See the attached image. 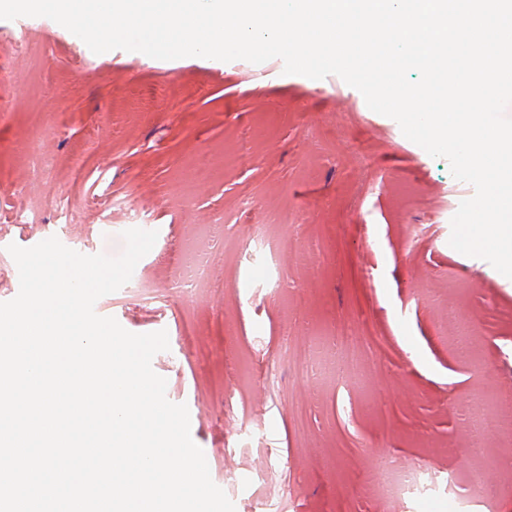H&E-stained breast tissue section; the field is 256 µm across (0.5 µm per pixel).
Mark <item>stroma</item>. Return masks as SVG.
Segmentation results:
<instances>
[{"label": "stroma", "instance_id": "35a3bbf8", "mask_svg": "<svg viewBox=\"0 0 512 512\" xmlns=\"http://www.w3.org/2000/svg\"><path fill=\"white\" fill-rule=\"evenodd\" d=\"M283 68L96 54L49 18L0 20V302L19 292L9 244L116 256L122 232L157 231L96 307L166 330L152 368L235 512H512V443L463 453L473 412L512 407V279L449 246L462 197L446 159L340 77ZM213 224L207 285L187 291L184 244ZM448 307L472 328L468 355ZM340 328L359 374L296 376L288 350L331 361ZM381 456L422 494L387 493Z\"/></svg>", "mask_w": 512, "mask_h": 512}]
</instances>
